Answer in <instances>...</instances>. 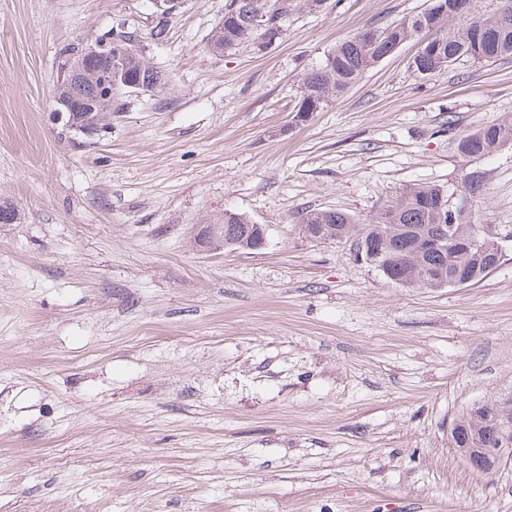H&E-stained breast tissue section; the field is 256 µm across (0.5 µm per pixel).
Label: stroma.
Here are the masks:
<instances>
[{
	"label": "stroma",
	"mask_w": 512,
	"mask_h": 512,
	"mask_svg": "<svg viewBox=\"0 0 512 512\" xmlns=\"http://www.w3.org/2000/svg\"><path fill=\"white\" fill-rule=\"evenodd\" d=\"M225 0H0V512H512V464L448 436L512 395V148L464 223L502 257L464 287H403L301 215L362 224L403 189L455 188V138L512 121V57L422 78L417 41L298 120L345 38L432 0H325L265 53L210 51ZM124 24L165 83L74 133L61 49ZM267 245H204L225 212Z\"/></svg>",
	"instance_id": "stroma-1"
}]
</instances>
